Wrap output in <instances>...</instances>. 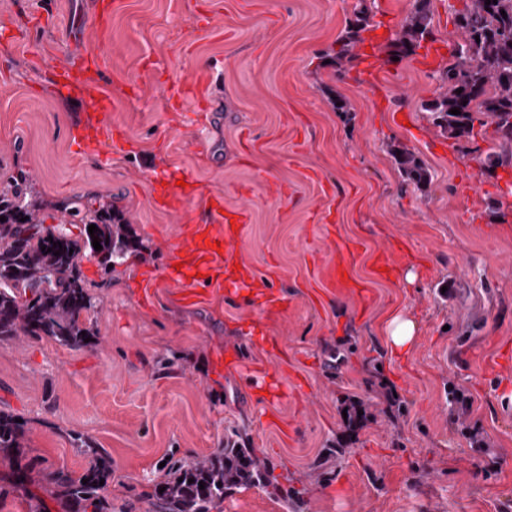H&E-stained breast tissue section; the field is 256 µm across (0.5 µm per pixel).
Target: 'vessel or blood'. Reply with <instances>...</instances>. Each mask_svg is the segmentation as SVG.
<instances>
[{"mask_svg": "<svg viewBox=\"0 0 512 512\" xmlns=\"http://www.w3.org/2000/svg\"><path fill=\"white\" fill-rule=\"evenodd\" d=\"M46 82L57 89L66 90L69 96L91 104L95 111L106 112L111 108L108 98L100 94L97 81L89 68L78 65L76 59L47 66ZM249 219L247 210L239 208L228 213L221 197L210 200L206 219H189L180 227L179 242L172 257L174 265L168 276L183 287L184 299H201L199 285H220L231 282L233 287L246 285V275L235 267L232 245L240 235V228ZM350 246L336 251V258L327 266L331 288H350L354 281L349 277Z\"/></svg>", "mask_w": 512, "mask_h": 512, "instance_id": "obj_1", "label": "vessel or blood"}]
</instances>
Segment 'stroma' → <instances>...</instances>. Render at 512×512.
I'll use <instances>...</instances> for the list:
<instances>
[{"mask_svg": "<svg viewBox=\"0 0 512 512\" xmlns=\"http://www.w3.org/2000/svg\"><path fill=\"white\" fill-rule=\"evenodd\" d=\"M355 3L0 0V188L29 173L47 228L56 202L112 204L144 245L109 274L96 254L80 262L97 347L0 344V410L31 419L35 471L82 472L74 439L88 438L112 457V512H148L163 464L239 434L293 496L236 489L211 512H512V359L485 366L512 351V165L483 176L420 110L447 56L382 66L372 84L364 65L323 66ZM410 7L375 0L373 44ZM96 51L124 137L97 159L79 150L91 109L43 72ZM398 143L429 167L426 190L403 188ZM166 171L193 181L184 214L154 204ZM214 195L250 213L236 255L261 292L214 286L189 305L165 268L182 215L205 217ZM343 239L363 243L352 271L367 297L323 287ZM264 293L283 307L265 313ZM398 314L416 324L402 356L385 333Z\"/></svg>", "mask_w": 512, "mask_h": 512, "instance_id": "35a3bbf8", "label": "stroma"}]
</instances>
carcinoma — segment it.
I'll list each match as a JSON object with an SVG mask.
<instances>
[{
	"instance_id": "carcinoma-1",
	"label": "carcinoma",
	"mask_w": 512,
	"mask_h": 512,
	"mask_svg": "<svg viewBox=\"0 0 512 512\" xmlns=\"http://www.w3.org/2000/svg\"><path fill=\"white\" fill-rule=\"evenodd\" d=\"M430 4L431 0H411L400 36L387 45V62L395 57L401 61L415 54L421 42L434 39ZM371 27L372 6L368 0H358L337 40L339 50L326 56L329 66L338 69L357 59L354 49ZM457 28L459 40L441 76L446 90L421 102L420 109L457 141L472 140L477 124H493L503 151H489L480 159L483 172L493 176L512 158V151H504L512 146V0L490 5L486 0H467L457 13ZM454 108L460 114L450 113ZM392 157L404 184L428 188L431 175L414 152L398 146ZM41 209L42 202L22 172L0 190V217L6 218L0 221V342L23 335L74 349L95 345L97 333L89 319L95 302L81 278L82 252L93 249V238H98L102 249L97 254L108 274L118 260L142 246L110 204L88 210L76 197L59 205L58 210L71 217L83 214L77 235L63 224L41 228ZM91 224L98 228L93 234L88 231ZM56 251L60 255H54ZM86 337L90 341H84ZM30 430L31 420L0 411V467L6 469L9 486L27 494L28 486L39 481L63 512H111L100 480L111 478L112 457L77 436L75 445L88 458L82 473L61 468L44 472L37 480L31 465L22 463ZM260 486H269L268 467L240 437L226 441L224 448L202 461L178 463L147 497L150 512H210L229 490Z\"/></svg>"
}]
</instances>
